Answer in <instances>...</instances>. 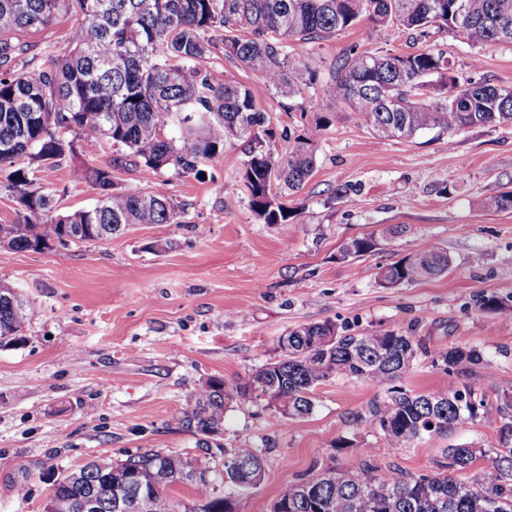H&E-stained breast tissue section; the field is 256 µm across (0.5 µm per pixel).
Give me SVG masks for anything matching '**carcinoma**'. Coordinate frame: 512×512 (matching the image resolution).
Segmentation results:
<instances>
[{"label": "carcinoma", "mask_w": 512, "mask_h": 512, "mask_svg": "<svg viewBox=\"0 0 512 512\" xmlns=\"http://www.w3.org/2000/svg\"><path fill=\"white\" fill-rule=\"evenodd\" d=\"M0 0V168L26 158L29 164L71 159L70 178L98 191L94 206L51 216L56 191L33 186L23 168L8 176L7 188L19 196L21 222L0 224V247L42 251L49 241L65 250L71 244L103 240L130 224H178L182 211L162 192L134 193L112 181V171L133 161L152 169L172 168L198 174L199 166L224 151L231 141L249 145L242 178L256 217L284 224L290 210L282 191L299 192L313 173L318 137L329 124L323 116L281 155L262 146L269 113L257 107L254 92L202 65L214 50L258 73L265 84L292 98L313 80L320 63L288 53V41L339 34L369 21L384 36L392 28L425 42L433 32L460 35L483 47L512 42V0ZM76 17L67 45L48 71L17 69L31 45L22 33L49 27L60 15ZM451 63L429 47L397 53L379 47L350 50L322 86L325 97L355 112L383 139L412 138L426 130L437 134L478 125H512V87L485 80L463 83L451 75ZM108 142L120 152L105 166L81 157ZM483 210L512 209V191L480 201ZM399 233L345 242L340 257H359ZM447 251L433 245L421 253L379 268L378 284L395 288L448 272ZM35 313L33 304L10 307L0 298V346L23 340L21 332ZM281 356L255 369L248 381L215 380L181 411V427L203 436L222 434L224 413L238 399L251 398V387L272 392L266 407L281 418L311 414L313 391L340 378L369 380L384 389L365 414L388 444L402 448L423 437L474 422L485 397L468 385L417 392L403 381L419 356L446 375L461 365H488L476 348L451 347L431 352L401 330L353 335L324 321L291 330ZM497 443L443 449L433 471L401 475L387 470L354 471L329 467L308 474L278 497L273 512H512V416L497 426ZM232 465L224 496L214 483L187 479L196 499L184 506L170 497L181 483L170 460L180 453L149 449L124 459L97 457L57 479L48 498L50 512H79V499L95 493L113 512L115 483L137 475L139 500L127 512H234L232 495L249 467L263 475L259 451L243 444L224 455ZM483 472L470 481L458 474L478 459ZM82 483L72 482L73 474Z\"/></svg>", "instance_id": "obj_1"}]
</instances>
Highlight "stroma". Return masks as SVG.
<instances>
[{
	"label": "stroma",
	"instance_id": "obj_1",
	"mask_svg": "<svg viewBox=\"0 0 512 512\" xmlns=\"http://www.w3.org/2000/svg\"><path fill=\"white\" fill-rule=\"evenodd\" d=\"M75 24L66 16L28 35L30 72L49 69ZM459 80L512 87V44L471 46L463 37L433 34ZM382 44L368 23L315 41H290L294 57L321 62L316 80L288 99L260 77L214 50L208 67L254 89L269 112V146L285 152L317 116L326 114L316 166L287 199L293 215L265 224L243 188L248 147L225 146L201 174L180 175L144 165L114 171L136 193L161 191L183 207L177 224L131 225L111 238L55 249L0 248V282L36 308L22 344L0 347V512H43L54 481L99 455L123 459L150 448L187 453L213 472L225 451H260L261 483L235 493V512H271L275 499L303 475L330 465L364 464L410 474L431 472L451 444H496V427L512 405V209L483 210L490 194L512 191V127L474 126L444 135L382 139L344 105L323 96L338 57ZM37 184L55 189L63 211L92 207L93 186L72 182L67 164L38 167ZM349 184L348 197L334 198ZM402 225L401 236L358 258H341L349 239ZM438 245L447 274L395 288L380 287L378 267ZM480 264H473L474 254ZM496 297L505 311H480ZM332 321L355 334L411 332L428 349L476 347L490 366H463L448 376L419 357L405 382L424 392L445 383L470 384L486 398L484 416L434 440L388 447L382 432L360 421L381 389L338 379L317 387L315 408L278 419L264 402H234L224 433L212 444L181 427L188 400L215 379L247 381L276 360L288 330ZM353 447L336 451L339 439Z\"/></svg>",
	"mask_w": 512,
	"mask_h": 512
}]
</instances>
